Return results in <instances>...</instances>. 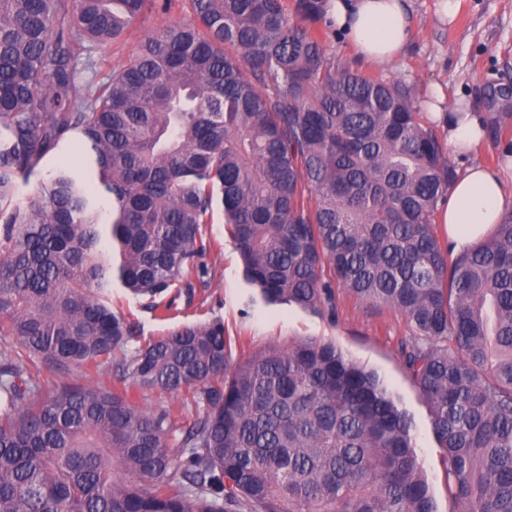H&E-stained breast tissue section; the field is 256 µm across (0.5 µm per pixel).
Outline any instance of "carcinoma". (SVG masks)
Here are the masks:
<instances>
[{
  "label": "carcinoma",
  "mask_w": 512,
  "mask_h": 512,
  "mask_svg": "<svg viewBox=\"0 0 512 512\" xmlns=\"http://www.w3.org/2000/svg\"><path fill=\"white\" fill-rule=\"evenodd\" d=\"M185 2L191 21L94 85L91 49L174 0H0V336L18 342L0 355V512H436L411 419L336 345L235 362L212 322L127 350L113 280L151 300L205 283L217 202L268 303L332 310L344 288L404 315L448 497L512 512V211L448 252V143L412 88L328 52L324 0ZM108 359L199 416L179 426L127 387L46 390L26 366Z\"/></svg>",
  "instance_id": "obj_1"
}]
</instances>
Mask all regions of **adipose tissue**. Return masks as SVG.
<instances>
[{
    "mask_svg": "<svg viewBox=\"0 0 512 512\" xmlns=\"http://www.w3.org/2000/svg\"><path fill=\"white\" fill-rule=\"evenodd\" d=\"M325 8L348 29L369 63L385 67L400 56L411 28L405 0H325ZM448 147L467 153L481 141L484 130L473 112L451 109L444 126ZM512 208V190L502 176L480 165L460 174L449 189L448 204L438 216L452 254L469 249Z\"/></svg>",
    "mask_w": 512,
    "mask_h": 512,
    "instance_id": "obj_1",
    "label": "adipose tissue"
}]
</instances>
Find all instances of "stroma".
I'll return each instance as SVG.
<instances>
[{
  "label": "stroma",
  "mask_w": 512,
  "mask_h": 512,
  "mask_svg": "<svg viewBox=\"0 0 512 512\" xmlns=\"http://www.w3.org/2000/svg\"><path fill=\"white\" fill-rule=\"evenodd\" d=\"M407 6L412 30L402 55L389 67L378 68L360 59L351 36L343 31L332 38V53L342 64L362 74L413 86L428 119L460 103L470 106L483 121H490L497 113L489 102L490 84L512 85V0H458L452 17L445 14L441 0H407ZM190 18L183 0L166 18L148 16L131 35L113 45L99 69L100 76L110 75L125 63L140 39L160 21L186 22ZM505 109L509 116L500 125L507 133L512 131V103ZM506 133H487L474 152L451 154V162L460 172L474 164L506 168ZM204 243L207 251L203 261L210 270L207 284L196 287L193 298H178L169 319H162L120 283H113L112 308L132 323L133 345L184 324L212 321L223 323L236 360L300 339L334 343L347 357L375 371L399 407L411 417L416 451L437 510L452 512L454 505L448 498L442 451L433 435L428 404L404 372L398 356L400 341L410 335L405 317L396 310L361 302L342 288L336 291V308L332 311L267 303L259 288L245 276L222 210H215L211 224L206 226ZM38 380L46 387L67 382L107 390L121 384L109 361L71 368L63 377L43 368Z\"/></svg>",
  "instance_id": "stroma-1"
}]
</instances>
